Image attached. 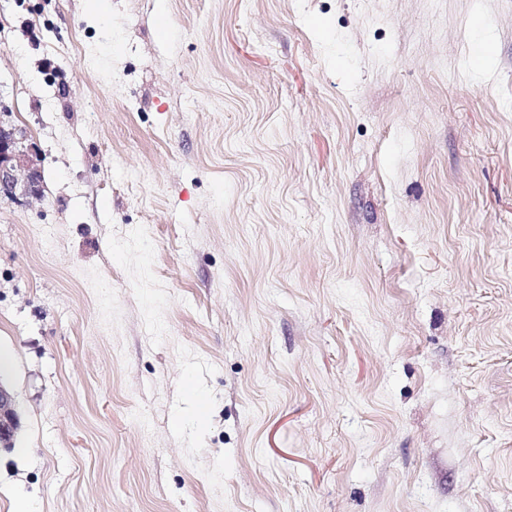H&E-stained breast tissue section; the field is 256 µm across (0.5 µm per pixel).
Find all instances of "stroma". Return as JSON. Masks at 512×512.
I'll use <instances>...</instances> for the list:
<instances>
[{
	"instance_id": "1",
	"label": "stroma",
	"mask_w": 512,
	"mask_h": 512,
	"mask_svg": "<svg viewBox=\"0 0 512 512\" xmlns=\"http://www.w3.org/2000/svg\"><path fill=\"white\" fill-rule=\"evenodd\" d=\"M0 512H512V0H0ZM15 128H5L0 125V193L13 194L18 187V170L23 169L25 177L22 187L25 194L39 195L41 174L30 164L26 152L19 147L23 138H17ZM18 426L14 396L0 385V443L9 445Z\"/></svg>"
}]
</instances>
